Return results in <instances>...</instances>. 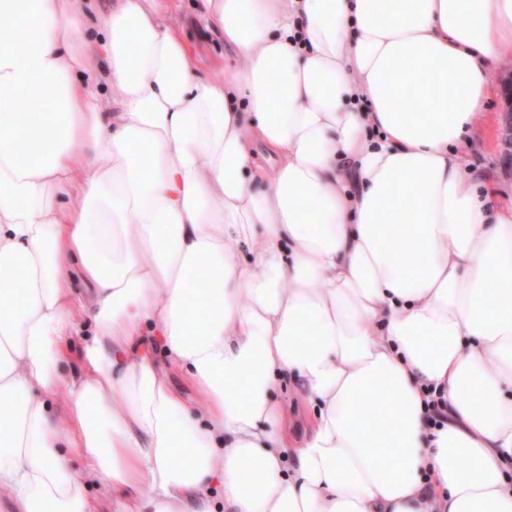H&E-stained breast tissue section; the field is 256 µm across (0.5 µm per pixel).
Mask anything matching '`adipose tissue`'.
I'll return each instance as SVG.
<instances>
[{
    "label": "adipose tissue",
    "mask_w": 512,
    "mask_h": 512,
    "mask_svg": "<svg viewBox=\"0 0 512 512\" xmlns=\"http://www.w3.org/2000/svg\"><path fill=\"white\" fill-rule=\"evenodd\" d=\"M0 17L13 512H512V206L460 162L512 0H200L220 81L160 0ZM170 375L174 388L190 405H193L197 408H203L206 406V396L198 387H196V385L187 375L178 369L171 370Z\"/></svg>",
    "instance_id": "adipose-tissue-1"
}]
</instances>
